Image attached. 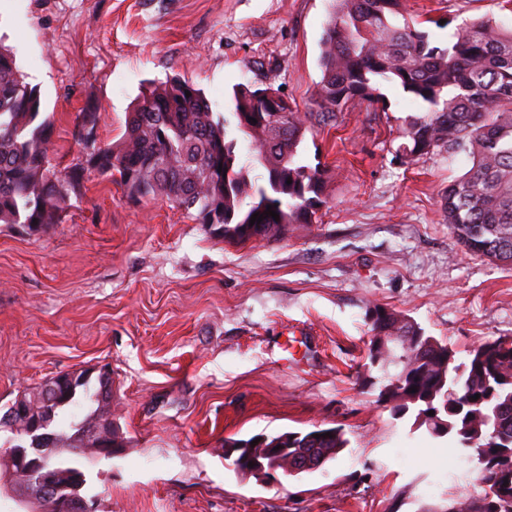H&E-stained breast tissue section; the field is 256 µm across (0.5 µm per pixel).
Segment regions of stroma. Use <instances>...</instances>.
Here are the masks:
<instances>
[{
    "instance_id": "obj_1",
    "label": "stroma",
    "mask_w": 512,
    "mask_h": 512,
    "mask_svg": "<svg viewBox=\"0 0 512 512\" xmlns=\"http://www.w3.org/2000/svg\"><path fill=\"white\" fill-rule=\"evenodd\" d=\"M329 0H0V44L53 122L57 168L118 141L151 82H194L231 117L236 84L280 89L313 111ZM444 47L512 0H404ZM379 103L312 121L303 163L328 173L313 223L276 241L225 242L163 198L131 200L85 173L59 223L0 225V407L47 379L112 370L120 453L87 465L98 512H425L460 497L474 462L394 416L366 368L377 302L447 340L512 336V267L460 252L441 196L468 152L397 158L428 106L391 83ZM342 428L322 468L263 484L224 441Z\"/></svg>"
}]
</instances>
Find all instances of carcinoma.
Returning <instances> with one entry per match:
<instances>
[{"instance_id": "1", "label": "carcinoma", "mask_w": 512, "mask_h": 512, "mask_svg": "<svg viewBox=\"0 0 512 512\" xmlns=\"http://www.w3.org/2000/svg\"><path fill=\"white\" fill-rule=\"evenodd\" d=\"M331 3L314 94L318 113L298 112L271 86L247 83L234 89L235 127L265 169L266 184L249 181L234 140L227 139L226 123L215 118L196 84L178 76L142 95L128 113L122 138L95 149L87 168L119 176L132 200L161 197L199 224L221 225L226 242L279 240L293 225L312 223L326 192V171L299 159L309 120L333 117L355 99L379 102L378 84L385 81L429 106L406 123L399 146L404 159L413 162L444 146L470 154V169L442 196L444 218L462 254L512 266V29L490 19L474 21L442 48L403 17L402 0ZM50 138L51 120L42 115L40 97L13 53L0 46V224L37 231L59 223L69 207L79 173L52 166ZM255 213L263 220L252 224ZM366 316L377 342L369 349L370 365L386 380L383 402L395 416L414 412L418 427L450 437L475 461L480 491L440 512H512V469L491 466L498 455L512 453V337L472 346L467 361L456 366L452 345L426 334L406 315L372 304ZM390 366L395 373H389ZM97 382L95 390L80 382L52 404L41 401L36 389L24 395L33 414L51 426L59 410L81 398L96 404L69 429H51L49 453L58 463L61 498L81 494L82 487H70L72 474L85 473L81 460L100 457L86 426L112 431V447L120 445L100 400L104 383ZM431 409L436 414L429 415ZM33 444L19 425L0 444V467L8 465L11 449ZM347 445L338 427L261 433L224 440V459L237 474L257 481L272 467L295 477L310 472L298 465L305 455H315L321 467ZM249 462L253 467L247 471Z\"/></svg>"}]
</instances>
